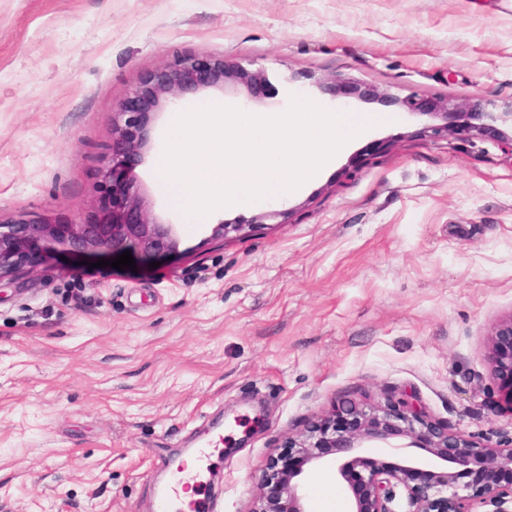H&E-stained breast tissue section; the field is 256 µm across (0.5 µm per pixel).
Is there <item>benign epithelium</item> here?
Returning a JSON list of instances; mask_svg holds the SVG:
<instances>
[{"instance_id": "benign-epithelium-1", "label": "benign epithelium", "mask_w": 512, "mask_h": 512, "mask_svg": "<svg viewBox=\"0 0 512 512\" xmlns=\"http://www.w3.org/2000/svg\"><path fill=\"white\" fill-rule=\"evenodd\" d=\"M228 79L248 87L267 82L262 69L252 71L223 58L196 55L180 56L146 73L112 116V141L104 148V165L99 171L102 191L112 192V207L97 197L81 209L82 218L75 224L0 221V281L20 272L32 258L33 244L40 239H50L75 253L103 249L162 256L169 252L175 245L173 225L150 218L133 176L143 150L152 140L149 115L165 106L196 99L202 90L222 86ZM340 84L348 85L351 95H365L360 84L346 78L315 82L321 93L335 99L334 107L346 109L349 102L338 99ZM394 103L442 120L421 131L426 138L469 141L491 137L512 151V135L502 130L512 124V104L491 112V102L476 96L462 104L461 111L452 112L448 101L427 104L417 94L396 97ZM490 360L500 380L499 405L512 413V313L493 327ZM341 421L340 425L333 419L311 423L302 439L288 442L297 460L276 457L270 461L265 477L276 492L263 497L258 512H309L308 495L298 477L305 465L322 462L320 448L336 454V459L325 465L336 468L345 483L349 512H396L393 504L402 493L406 512H475L478 504L492 505L494 512H508L504 505L512 502V479H475L463 484L459 479L466 473H512V438L492 446L432 424L416 397L409 395L383 409L381 416L370 415L357 403L347 401ZM395 437L406 442H391ZM370 443L385 444L395 452L425 448L446 462L447 469L427 473L421 481L417 479L418 468L410 461L388 466L377 459L357 456L358 450Z\"/></svg>"}]
</instances>
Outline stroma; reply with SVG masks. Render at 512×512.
<instances>
[{
	"label": "stroma",
	"instance_id": "obj_1",
	"mask_svg": "<svg viewBox=\"0 0 512 512\" xmlns=\"http://www.w3.org/2000/svg\"><path fill=\"white\" fill-rule=\"evenodd\" d=\"M181 55L262 67L201 102L281 112L286 79L344 75L383 117L277 202L186 223L156 190L176 114L151 115L134 174L176 248L99 267L38 241L0 285V512H154L191 448L212 512H255L272 457L348 397L416 394L429 422L512 435L489 360L512 313V156L421 137L392 96L512 102V0H0V220L70 224L95 198L112 114ZM232 225L219 235L217 223ZM311 512H346L334 469L305 467Z\"/></svg>",
	"mask_w": 512,
	"mask_h": 512
}]
</instances>
